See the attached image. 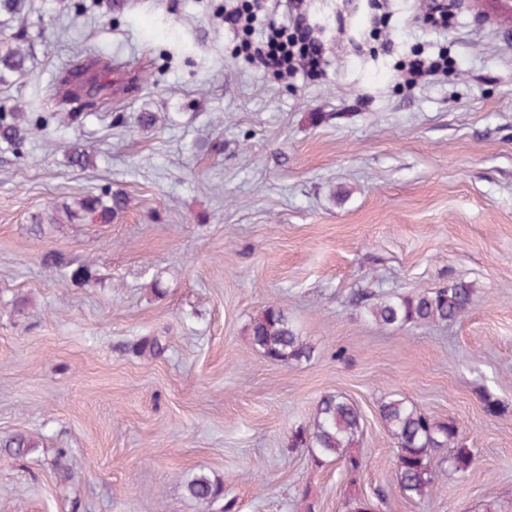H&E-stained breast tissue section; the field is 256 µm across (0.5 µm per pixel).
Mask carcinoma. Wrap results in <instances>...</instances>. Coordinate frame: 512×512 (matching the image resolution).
<instances>
[{"label": "carcinoma", "instance_id": "obj_1", "mask_svg": "<svg viewBox=\"0 0 512 512\" xmlns=\"http://www.w3.org/2000/svg\"><path fill=\"white\" fill-rule=\"evenodd\" d=\"M29 14L27 0H0V32L10 34L0 38V85L9 84L6 75L22 77L27 73L30 47L26 46L23 26L13 23L26 20ZM94 56L86 52L65 69L57 86H68V94L60 105L68 112H54L51 116L36 117L25 112H0V142L17 150L36 135L50 119L62 125L73 124L90 115L112 109V83L102 81L105 67L92 62ZM94 162L89 148L75 142L68 152V165L84 169ZM75 208H65L69 221L87 215L109 224L127 206L121 191L107 187L99 194H87L74 202ZM472 285L462 278L448 285L414 296L397 293H370L366 297V316L380 326L409 324H448L461 320L473 301ZM249 336L256 350L266 359L282 365L312 359L314 350L301 336L288 312L277 306L264 307L249 324ZM379 416L394 441L395 477L403 497L423 499L432 494L444 474L434 462L437 452L448 453V467L453 473L472 469L475 450L470 448L460 433L456 420H439L407 402L391 398L380 404ZM362 441L361 415L357 407L340 394L328 393L319 401L308 424L296 431L295 442L309 448L315 463L340 464L351 476L360 472L363 459L358 451ZM4 447L23 456L38 447L29 436L17 433L5 441ZM184 489L189 498L209 506L224 499V485L209 475L199 473L185 480Z\"/></svg>", "mask_w": 512, "mask_h": 512}]
</instances>
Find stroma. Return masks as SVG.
Returning <instances> with one entry per match:
<instances>
[{
  "instance_id": "stroma-1",
  "label": "stroma",
  "mask_w": 512,
  "mask_h": 512,
  "mask_svg": "<svg viewBox=\"0 0 512 512\" xmlns=\"http://www.w3.org/2000/svg\"><path fill=\"white\" fill-rule=\"evenodd\" d=\"M370 0H305L330 48L315 80L248 64L224 0H126L57 12L31 0L30 70L0 86V112H43L83 48L111 58L112 109L0 144V512H346L350 485L376 512H512V36L455 10L447 79L408 90L398 60L437 36L391 0L387 43ZM142 112L171 124L142 129ZM96 158L68 167L74 141ZM130 200L111 223L33 214L103 187ZM91 264L90 284L65 265ZM464 278L451 325L382 327L370 292L412 295ZM160 280L163 295L150 289ZM285 308L314 347L288 366L257 352L251 319ZM162 337L158 356L143 339ZM363 417V468L315 465L291 445L321 397ZM403 398L456 419L473 468L429 498H404L378 408ZM505 405L486 412L485 398ZM224 484L222 508L186 477ZM184 489L189 498L208 506L224 500V485L204 473L187 478Z\"/></svg>"
}]
</instances>
